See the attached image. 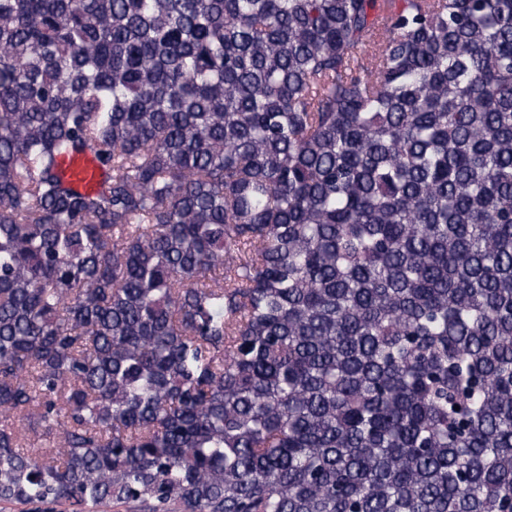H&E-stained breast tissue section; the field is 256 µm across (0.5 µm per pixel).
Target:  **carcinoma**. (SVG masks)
Listing matches in <instances>:
<instances>
[{"mask_svg": "<svg viewBox=\"0 0 512 512\" xmlns=\"http://www.w3.org/2000/svg\"><path fill=\"white\" fill-rule=\"evenodd\" d=\"M0 501L512 512V0H0ZM60 171L65 184L81 193L98 189L102 180L101 171L90 152L64 159Z\"/></svg>", "mask_w": 512, "mask_h": 512, "instance_id": "cac0c4a2", "label": "carcinoma"}]
</instances>
